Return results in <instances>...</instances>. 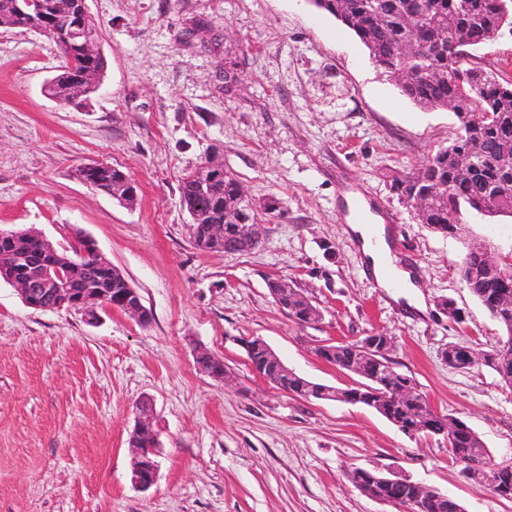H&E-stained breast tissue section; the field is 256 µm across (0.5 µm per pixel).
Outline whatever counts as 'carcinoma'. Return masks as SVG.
Returning <instances> with one entry per match:
<instances>
[{
  "label": "carcinoma",
  "instance_id": "cac0c4a2",
  "mask_svg": "<svg viewBox=\"0 0 512 512\" xmlns=\"http://www.w3.org/2000/svg\"><path fill=\"white\" fill-rule=\"evenodd\" d=\"M347 30L353 32L368 49L375 62L395 76L402 93L423 108L448 109L463 126L462 136L436 150L425 166L413 175H395L390 183L402 203L426 195L428 202L417 212L418 221L443 233L452 234L459 224L461 204L489 216H512V167L501 164V158L512 156V80L494 76L473 62V57L459 59L457 69L465 74L460 82L448 76V41L457 37L470 46L489 42L491 34L509 27L512 31V0H432L424 10L420 0H315ZM107 61L97 57L79 66L77 76L60 74L47 91L53 98L71 103L96 92L102 82ZM408 75L398 76L400 70ZM463 153L476 155V164L467 172L458 166ZM127 178L112 167L90 170L84 179L109 193L112 183ZM181 198L209 214L214 221L224 219V205L237 200L239 182L224 178L220 201L202 193L190 176L180 185ZM84 276H98L120 287V277L95 266L93 251L81 266ZM460 274L471 294L490 316L505 326L512 337V309H504L494 301L498 293L512 294V278L492 280L484 272L482 254L467 248ZM367 371L379 376L374 386L375 397L385 400L390 388L415 382L413 376L395 370L391 360L380 355L368 363ZM323 385L289 379L288 389L299 390L307 398L317 399ZM385 413L402 423L409 435L444 436L448 416L430 413L420 399L392 404ZM448 452L454 462L468 461L473 475L468 480L479 482L481 467L492 462L483 442L471 428L451 441ZM499 489L494 495L512 500V465L500 466Z\"/></svg>",
  "mask_w": 512,
  "mask_h": 512
}]
</instances>
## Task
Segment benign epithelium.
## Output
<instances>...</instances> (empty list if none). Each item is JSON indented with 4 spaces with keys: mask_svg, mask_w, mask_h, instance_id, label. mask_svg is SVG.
Returning a JSON list of instances; mask_svg holds the SVG:
<instances>
[{
    "mask_svg": "<svg viewBox=\"0 0 512 512\" xmlns=\"http://www.w3.org/2000/svg\"><path fill=\"white\" fill-rule=\"evenodd\" d=\"M13 7L14 14L19 19H45L48 13L56 12L52 0H14ZM85 12L86 2L82 0L78 3L76 13L71 16V23L63 29H52L46 25L27 26L30 31L56 40L60 38L77 48V57L70 60L68 66V71L72 73L77 71L80 62L100 55L98 42L85 38ZM224 176V165L208 159L193 171L192 180L204 191L211 189L216 182L224 180ZM238 210L246 211L250 217V223L243 225V241L255 247L261 239V225L257 222L253 202L244 189L240 190ZM189 215L191 223L208 225L209 243L217 244L224 241V223L207 220V214L199 209L189 210ZM0 238L6 239V248L0 252V267H4L8 284L16 289L27 306L44 311L78 309L85 313L91 323L98 320L100 312L108 310L121 311L140 323L149 321L150 314L140 293L129 283L123 292L117 295L113 294V289L103 287L95 277L86 278L83 288L79 290L68 286L70 272L79 269L85 257L81 244L91 241L90 237L82 234L75 236L64 253L47 240L25 231H1ZM485 257V272L488 277L497 279L507 275L500 259L488 248L485 249ZM279 293L283 300L291 302L295 310L309 304L305 296L289 287L286 282L282 283ZM244 345L254 370L278 389H285V380L294 375V372L279 360L267 343L258 337H251L245 339ZM352 349L354 358L350 372L361 377L362 381H354L344 389L334 387L325 390L323 396L329 401L354 402L360 398V391L368 388L370 384L361 364L368 360L369 352L374 350L373 339L365 336L352 344ZM197 363L212 376L224 378L223 364L209 353H198ZM129 442L132 454L131 482L139 490L147 491L156 483L159 468V438L154 427L151 401L144 400L140 403L137 422L130 434ZM346 474L350 483L368 497L381 503L398 505L402 512H418L421 501L439 495L438 491L416 483L413 484L414 492L411 497L398 495L392 488L405 483L406 479L397 476L387 477L378 470L351 467L347 469Z\"/></svg>",
    "mask_w": 512,
    "mask_h": 512,
    "instance_id": "1",
    "label": "benign epithelium"
}]
</instances>
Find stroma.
Returning a JSON list of instances; mask_svg holds the SVG:
<instances>
[{
	"mask_svg": "<svg viewBox=\"0 0 512 512\" xmlns=\"http://www.w3.org/2000/svg\"><path fill=\"white\" fill-rule=\"evenodd\" d=\"M108 61L101 87L61 105L46 91L60 63L51 40L0 28V228L65 246L92 237L150 312L41 311L0 281V512H400L347 479L378 469L455 496L466 512L512 501L460 480L443 436L403 434L375 410L305 399L256 373L243 338H262L296 374L346 387L317 358L322 340L388 334L395 367L444 415L466 421L491 458L512 465V385L480 365L449 367L445 347L492 351L503 332L459 274L470 244L512 260V217L464 210L456 235L418 223L388 177L418 172L451 141L453 112L404 97L351 33L310 0H87ZM203 23V34L185 38ZM233 78H220L225 67ZM264 218L246 253L192 243L179 185L206 157ZM94 160L123 171L126 206L78 180ZM358 192L386 220L398 266L427 310L376 288L344 203ZM287 282L322 313L303 327L274 302ZM453 300L460 320L444 315ZM223 361L219 381L198 351ZM152 399L161 448L156 484L130 482L138 404Z\"/></svg>",
	"mask_w": 512,
	"mask_h": 512,
	"instance_id": "1",
	"label": "stroma"
}]
</instances>
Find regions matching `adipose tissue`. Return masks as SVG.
<instances>
[{"mask_svg": "<svg viewBox=\"0 0 512 512\" xmlns=\"http://www.w3.org/2000/svg\"><path fill=\"white\" fill-rule=\"evenodd\" d=\"M351 231L362 242V251L376 286L401 289L402 297L408 304L422 306V295L411 275L393 263L384 226L379 223L355 224Z\"/></svg>", "mask_w": 512, "mask_h": 512, "instance_id": "adipose-tissue-1", "label": "adipose tissue"}]
</instances>
